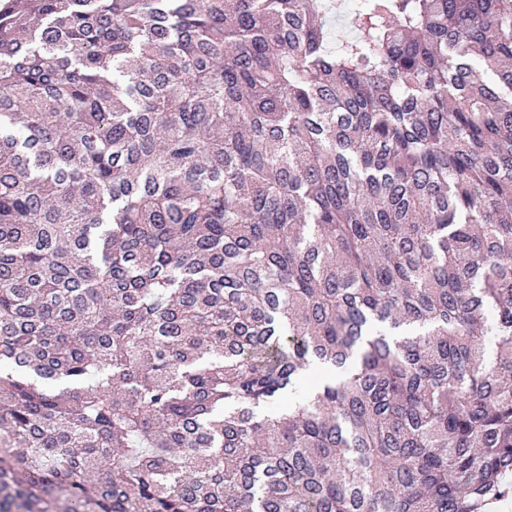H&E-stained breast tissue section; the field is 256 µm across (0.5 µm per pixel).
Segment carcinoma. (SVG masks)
Returning <instances> with one entry per match:
<instances>
[{
  "label": "carcinoma",
  "mask_w": 512,
  "mask_h": 512,
  "mask_svg": "<svg viewBox=\"0 0 512 512\" xmlns=\"http://www.w3.org/2000/svg\"><path fill=\"white\" fill-rule=\"evenodd\" d=\"M509 474L512 0L0 9V512Z\"/></svg>",
  "instance_id": "carcinoma-1"
}]
</instances>
